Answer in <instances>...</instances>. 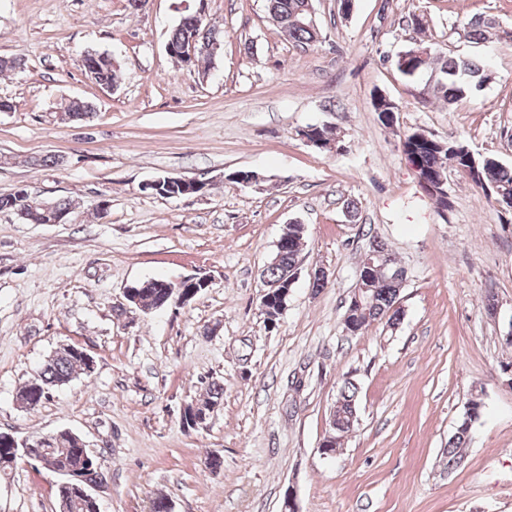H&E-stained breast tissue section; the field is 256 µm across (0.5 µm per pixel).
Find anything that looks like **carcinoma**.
<instances>
[{"instance_id":"1","label":"carcinoma","mask_w":512,"mask_h":512,"mask_svg":"<svg viewBox=\"0 0 512 512\" xmlns=\"http://www.w3.org/2000/svg\"><path fill=\"white\" fill-rule=\"evenodd\" d=\"M268 11L272 20L277 24L288 40L298 44L314 46L320 42L321 34L318 26L310 25L311 0H267ZM467 35L478 40H493L512 43V28H504L495 19L483 15H474L463 23ZM195 36L198 41H222L223 32L216 27L200 21L194 12L185 13L169 35L168 43L178 45L187 38ZM83 66L86 72L100 85L112 88L118 79L119 65L107 53L88 51L83 56ZM433 68L438 72L436 90L439 98L448 105L468 97L473 91L484 88L487 84L490 66L475 58L448 57L432 55L427 51L426 58L403 71L409 78L415 77L422 70ZM457 139H448L449 147L443 149L431 142L415 141L407 138L402 152L417 157L424 170L436 177L446 175L448 166L463 165L464 156L451 148ZM479 178L477 187L483 191H491L494 198L506 201L512 200V168L501 164L489 156L477 157ZM72 203L68 199L54 203L41 202L35 198H26V203L18 202L16 194L0 196V210H14L27 224L46 223V211H69ZM304 227L300 224L288 225V233L279 239L275 255L277 263L266 267L263 275L271 282H286L297 270L298 257L301 250V240ZM398 261L392 252L385 253V265L377 266L370 273V303L362 308H347L344 314V324L356 329H366L376 321H386L390 327L400 321L401 310L396 307L402 281L393 276ZM83 369V359L70 353H60L47 363L42 370L39 383L51 390L71 381L76 370ZM357 387L350 381L344 382L336 401L331 409V426L336 437L334 450H339L342 437L351 432L358 423V407L356 404ZM224 387L213 382L209 385V397L197 403L188 405V410L199 413L207 412L218 404L222 398ZM469 438L467 430H456L448 440V462L461 460L460 449L466 447ZM45 457L61 470H78L82 481L87 484L97 482L102 476L99 458H91L85 463L82 449L70 442L58 444L46 443ZM62 512H96L91 504L80 495L71 497L62 504Z\"/></svg>"}]
</instances>
